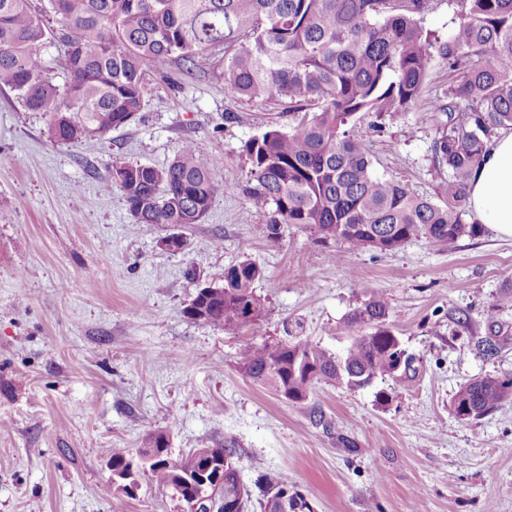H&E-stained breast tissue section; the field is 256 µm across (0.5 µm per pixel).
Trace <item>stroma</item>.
Returning <instances> with one entry per match:
<instances>
[{
  "mask_svg": "<svg viewBox=\"0 0 512 512\" xmlns=\"http://www.w3.org/2000/svg\"><path fill=\"white\" fill-rule=\"evenodd\" d=\"M454 78L434 59L403 119H361L377 174L436 198L448 173L433 159V107ZM47 123L0 90V512H185L151 473L133 496L112 480L113 453L136 457L158 430L175 457L234 441L246 484L285 474L312 512H512V398L469 422L450 410L468 381L512 378V303L501 301L512 238L489 229L381 252L286 225L273 239L241 193L217 196L200 224L137 223L113 159L162 168L192 140L224 183L243 185V144L294 123L287 108L228 95L206 67L158 64L141 119L92 150L50 142ZM172 234L181 251L163 249ZM245 255L264 270L260 320L224 329L184 316L197 288ZM372 292L389 300L410 378L323 384L293 404L238 370L244 346L289 336L342 354L348 317Z\"/></svg>",
  "mask_w": 512,
  "mask_h": 512,
  "instance_id": "35a3bbf8",
  "label": "stroma"
}]
</instances>
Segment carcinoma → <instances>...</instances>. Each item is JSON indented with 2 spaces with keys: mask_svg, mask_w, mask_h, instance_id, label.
Wrapping results in <instances>:
<instances>
[{
  "mask_svg": "<svg viewBox=\"0 0 512 512\" xmlns=\"http://www.w3.org/2000/svg\"><path fill=\"white\" fill-rule=\"evenodd\" d=\"M460 21L448 39L420 24L428 0H0V87L18 92L25 106L48 117L53 142L92 148L144 108L145 77L163 60L186 70L215 60L224 89L251 102H278L302 116L289 130L271 126L247 140L250 165L242 188L267 214L268 236L284 224L309 230L328 244L393 251L423 238L433 246L477 238L483 225L467 223L468 181L488 142L512 129V0H460ZM65 28L64 85L53 82L40 55L53 29ZM458 71L448 103L435 111L439 136L434 161L448 169L439 201L419 196L393 178L374 173L358 131L364 116L396 121L420 98L434 58ZM215 162L195 142L183 144L165 167L112 161V183L139 224H200L212 201L236 191L217 177ZM263 269L248 257L224 269L185 307L191 320L242 328L264 308L255 284ZM389 305L372 294L348 318L369 333L355 336L341 357L308 340L251 344L236 356L252 381L300 404L319 384L352 390L391 375L415 372L411 355L387 324ZM512 396V385L484 377L463 385L451 401L461 421L478 419ZM167 433L156 431L138 462L112 454V467L135 476L151 472L190 505V480L224 461V482L213 485L216 512H279L271 503L292 497L288 477L268 472L260 498L241 478L230 442L173 458Z\"/></svg>",
  "mask_w": 512,
  "mask_h": 512,
  "instance_id": "1",
  "label": "carcinoma"
}]
</instances>
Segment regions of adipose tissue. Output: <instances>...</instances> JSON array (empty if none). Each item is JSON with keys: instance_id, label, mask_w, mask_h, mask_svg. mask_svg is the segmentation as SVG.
<instances>
[{"instance_id": "1", "label": "adipose tissue", "mask_w": 512, "mask_h": 512, "mask_svg": "<svg viewBox=\"0 0 512 512\" xmlns=\"http://www.w3.org/2000/svg\"><path fill=\"white\" fill-rule=\"evenodd\" d=\"M468 202L477 223L512 238V130L500 131L472 170Z\"/></svg>"}]
</instances>
